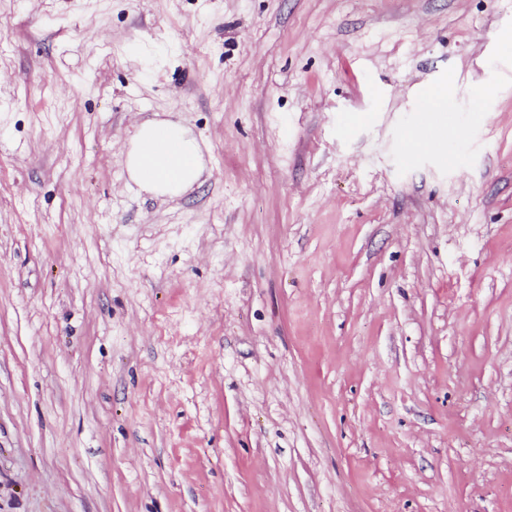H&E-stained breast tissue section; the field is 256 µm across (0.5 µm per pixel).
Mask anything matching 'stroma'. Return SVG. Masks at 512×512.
Returning <instances> with one entry per match:
<instances>
[{"mask_svg": "<svg viewBox=\"0 0 512 512\" xmlns=\"http://www.w3.org/2000/svg\"><path fill=\"white\" fill-rule=\"evenodd\" d=\"M511 34L0 0V512H512ZM148 119L208 144L181 196L128 178Z\"/></svg>", "mask_w": 512, "mask_h": 512, "instance_id": "obj_1", "label": "stroma"}]
</instances>
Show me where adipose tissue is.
Wrapping results in <instances>:
<instances>
[{
    "label": "adipose tissue",
    "instance_id": "obj_1",
    "mask_svg": "<svg viewBox=\"0 0 512 512\" xmlns=\"http://www.w3.org/2000/svg\"><path fill=\"white\" fill-rule=\"evenodd\" d=\"M126 169L152 194L180 195L202 175L200 143L182 122L145 121L126 154Z\"/></svg>",
    "mask_w": 512,
    "mask_h": 512
}]
</instances>
